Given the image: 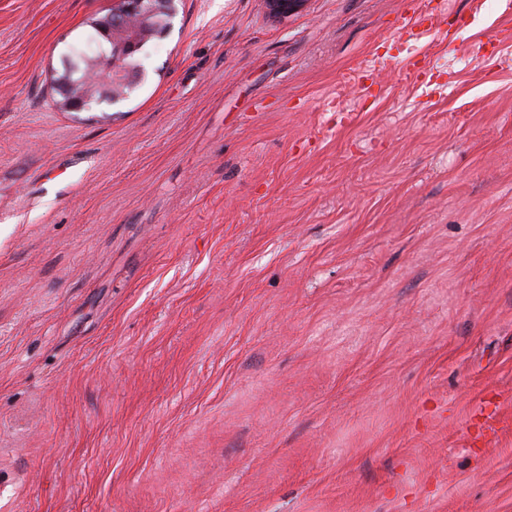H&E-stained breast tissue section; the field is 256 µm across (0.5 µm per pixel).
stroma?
Masks as SVG:
<instances>
[{
	"label": "stroma",
	"instance_id": "1",
	"mask_svg": "<svg viewBox=\"0 0 512 512\" xmlns=\"http://www.w3.org/2000/svg\"><path fill=\"white\" fill-rule=\"evenodd\" d=\"M113 4L0 0V512H512V0H175L66 110ZM173 8L172 0H117L112 7V13L108 16V24L100 21L95 29L109 43L112 51V67L88 66L100 63L104 59V53L100 56L98 39L106 43L101 37L93 36L88 39L87 48L73 47L64 60V70H73L71 92L74 95H90L95 99L108 94L103 89L100 93L104 75L112 74V87L109 97L114 103L117 100L112 89L118 85L135 86L143 76V68L139 64L138 55L142 46L152 36L157 34L164 15L171 16ZM94 56H99L95 61ZM113 97V99H112ZM102 99L93 101L92 98L78 99L70 97L65 107L70 111H82L90 109L93 104Z\"/></svg>",
	"mask_w": 512,
	"mask_h": 512
}]
</instances>
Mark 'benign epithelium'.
<instances>
[{
  "label": "benign epithelium",
  "mask_w": 512,
  "mask_h": 512,
  "mask_svg": "<svg viewBox=\"0 0 512 512\" xmlns=\"http://www.w3.org/2000/svg\"><path fill=\"white\" fill-rule=\"evenodd\" d=\"M268 14L276 19L301 11L307 0H264ZM173 0H115L108 22L96 30L112 51V86H135L143 76L138 55L157 34L164 15L172 14Z\"/></svg>",
  "instance_id": "1"
}]
</instances>
